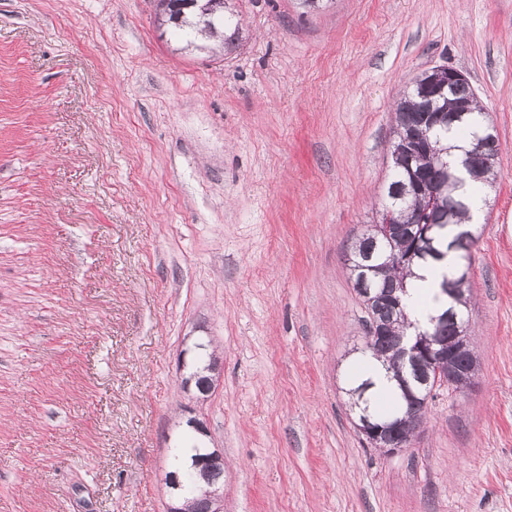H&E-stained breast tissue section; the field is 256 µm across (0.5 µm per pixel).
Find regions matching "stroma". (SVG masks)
<instances>
[{
	"label": "stroma",
	"mask_w": 512,
	"mask_h": 512,
	"mask_svg": "<svg viewBox=\"0 0 512 512\" xmlns=\"http://www.w3.org/2000/svg\"><path fill=\"white\" fill-rule=\"evenodd\" d=\"M244 46L180 51L155 0H0V512H166L178 427L224 512H512V0H236ZM499 143L471 250L480 366L403 453L358 434L347 250L422 70ZM212 343L203 401L181 351Z\"/></svg>",
	"instance_id": "35a3bbf8"
}]
</instances>
